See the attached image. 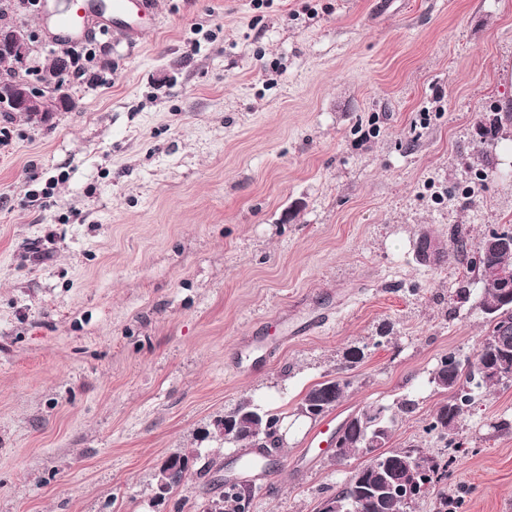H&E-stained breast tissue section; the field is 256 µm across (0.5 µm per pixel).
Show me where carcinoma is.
<instances>
[{"instance_id":"obj_1","label":"carcinoma","mask_w":512,"mask_h":512,"mask_svg":"<svg viewBox=\"0 0 512 512\" xmlns=\"http://www.w3.org/2000/svg\"><path fill=\"white\" fill-rule=\"evenodd\" d=\"M493 118L479 126V135L492 140L499 138L505 128L512 127V111H503L498 103L492 108ZM490 238H506L512 241V228L493 231L475 244L469 243L465 233L453 231L444 247L432 254L431 265L441 266L451 260L466 263L467 271L474 273L482 289L477 307L489 323L487 335L495 338L490 347L480 346L467 366H462L453 355H448L432 372L430 382L447 391L449 399L441 404L433 415L431 429L446 437L454 431L456 424L468 411L472 402V388L492 387L504 379L512 378V297L504 287L490 285L484 278L485 267L497 266L512 271V247L501 249L488 243ZM364 352L359 347L350 348L344 362L336 369V376L312 386L304 395L297 411L312 414V419L323 417L341 400L350 385L346 372L362 362ZM417 403L405 395L395 406L370 405L342 424L339 432L345 447L339 449L341 457L365 456L368 445L379 444L381 462L364 464L355 470L343 487L325 502H336V512H400L394 487L408 478L410 459L419 457L423 470L418 477L422 490L434 486L448 476V468L462 451V443L448 440V456L430 457L423 449L387 448L398 417L413 412ZM224 418L233 425L230 443L252 448L255 445L254 431L269 428L264 434L266 447H279L275 426L279 418L250 400H243L234 408L224 412ZM197 474L210 477L211 482L224 488L219 499L224 502V512H243L244 502L251 500L252 491L244 490L240 484L224 478V467L213 461L204 463Z\"/></svg>"}]
</instances>
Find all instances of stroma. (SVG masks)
<instances>
[{
    "mask_svg": "<svg viewBox=\"0 0 512 512\" xmlns=\"http://www.w3.org/2000/svg\"><path fill=\"white\" fill-rule=\"evenodd\" d=\"M154 10L134 36L94 19L77 51L95 82L73 80L72 111L43 126L0 112V512H204L216 484L193 475L159 503L155 474L179 448L233 470L240 447L204 433L244 399L289 427L249 512H317L363 460L317 448L296 408L353 346L336 422L410 394L391 447L445 454L431 374L472 358L488 324L480 283L457 294L465 266L420 264L415 242L512 227V142L477 134L512 106V0ZM7 20L43 71L42 13ZM503 421L507 383L458 422L454 512H512ZM439 492L407 512H438Z\"/></svg>",
    "mask_w": 512,
    "mask_h": 512,
    "instance_id": "1",
    "label": "stroma"
}]
</instances>
